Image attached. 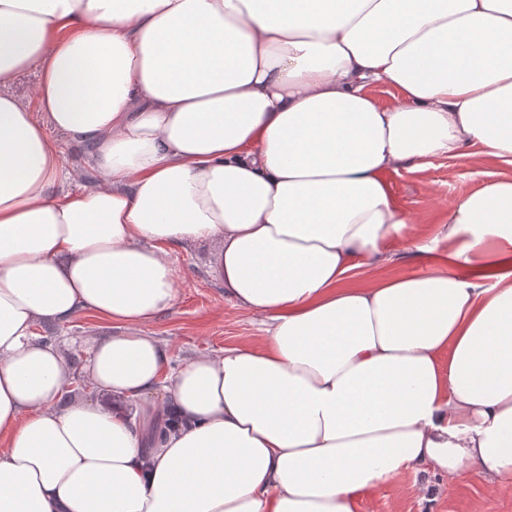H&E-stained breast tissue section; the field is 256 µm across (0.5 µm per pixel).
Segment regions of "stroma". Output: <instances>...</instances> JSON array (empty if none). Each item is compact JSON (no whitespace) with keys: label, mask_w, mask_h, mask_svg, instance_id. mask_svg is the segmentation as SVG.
<instances>
[{"label":"stroma","mask_w":512,"mask_h":512,"mask_svg":"<svg viewBox=\"0 0 512 512\" xmlns=\"http://www.w3.org/2000/svg\"><path fill=\"white\" fill-rule=\"evenodd\" d=\"M393 204L412 219L406 234L415 244L424 242L443 213L464 195L501 178H512V165L485 155L440 157L419 168L402 167L385 173ZM210 244L177 249L173 256L177 299L157 321L145 325L168 347L174 363L183 364L202 354L223 351L241 342L262 343L258 320L233 306L224 285L209 266ZM413 247L400 250L392 261L353 271L350 284L363 286L381 277L439 273ZM111 323L80 315L62 327H47L46 335L71 344L75 364L87 357L84 339L108 336ZM355 512H512V490L494 491L481 475L451 480L432 472H411L402 479L370 488L360 495Z\"/></svg>","instance_id":"35a3bbf8"}]
</instances>
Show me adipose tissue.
Masks as SVG:
<instances>
[{
  "label": "adipose tissue",
  "instance_id": "adipose-tissue-1",
  "mask_svg": "<svg viewBox=\"0 0 512 512\" xmlns=\"http://www.w3.org/2000/svg\"><path fill=\"white\" fill-rule=\"evenodd\" d=\"M470 149L512 165V0H0V512H354L471 466L512 489V178L417 245L457 274L347 283L411 221L384 173ZM204 242L266 342L177 366L144 326ZM81 313L122 330L77 369L35 327Z\"/></svg>",
  "mask_w": 512,
  "mask_h": 512
}]
</instances>
